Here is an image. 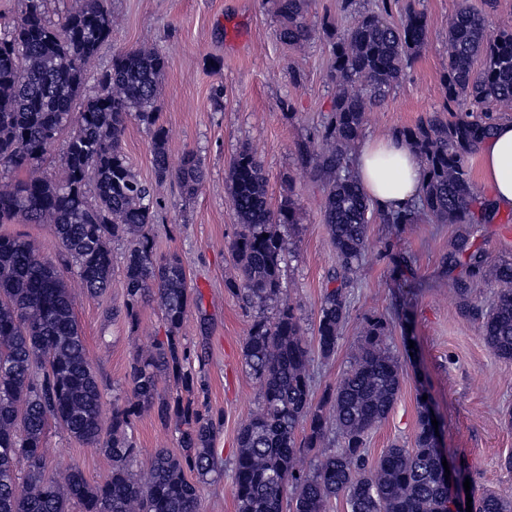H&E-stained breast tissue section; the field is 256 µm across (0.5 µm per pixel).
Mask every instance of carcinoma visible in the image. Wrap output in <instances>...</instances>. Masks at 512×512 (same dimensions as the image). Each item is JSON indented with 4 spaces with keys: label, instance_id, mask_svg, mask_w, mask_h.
I'll return each mask as SVG.
<instances>
[{
    "label": "carcinoma",
    "instance_id": "obj_1",
    "mask_svg": "<svg viewBox=\"0 0 512 512\" xmlns=\"http://www.w3.org/2000/svg\"><path fill=\"white\" fill-rule=\"evenodd\" d=\"M310 0H276L280 38L301 46L313 33L306 21ZM428 24L413 11L398 26L364 15L334 43L329 79L336 83L333 110L318 137L321 151L307 159L311 178L325 184L324 217L336 250V287L324 295L317 350L336 353L348 317L346 288L362 258L374 209L350 173V156L367 112L381 105L422 51ZM112 37L106 0H78L61 23L47 20L42 0H24L21 17L0 33V224H48L84 290L102 294L112 279L107 240L128 242L125 257L126 317L136 319L150 301L160 306L165 339L134 357L129 394L112 405L104 430L102 391L75 320L72 296L57 267L29 241L0 235V512H198L199 483L219 471L211 448L214 423L191 398H167V379L190 391V352L181 343L189 306L185 268L177 254L157 253L148 227L159 205L153 185L142 181L123 152L129 116L152 132L155 179L174 178L192 197L206 171L193 152L170 162L167 130L157 124L159 84L167 55L152 47L112 57L95 89L88 71ZM448 103L414 127L399 131L427 168L419 202L379 215L386 224H417L431 216L448 224H482L491 202L470 182L469 157L494 120L484 104L512 108V19L490 35L482 14L460 10L448 28ZM60 177L15 180L38 164L61 135ZM231 207L240 231L232 243L242 300L261 306L281 291L290 242L280 231L297 222L291 199L272 207L262 165L244 146L228 172ZM456 253L468 278L451 283L466 301L475 277L497 283L484 315L483 339L500 358L512 360V262L494 261L461 236ZM295 308L282 304L272 321H256L245 341L244 363L260 384L262 404L240 429L232 496L238 512H328L345 501L347 512H453L441 452L435 446L426 402H420L412 448L394 445L375 465L366 461L365 439L397 401L402 368L383 336L367 327L350 369L313 402L311 350ZM151 412L179 434L180 452L157 450L149 477L133 473L137 449L128 438L132 419ZM103 452L112 471L90 483L76 467L48 474L40 452L49 425ZM303 437H298L299 432ZM335 432L341 439L311 468L305 452ZM472 512H512V498L486 490Z\"/></svg>",
    "mask_w": 512,
    "mask_h": 512
}]
</instances>
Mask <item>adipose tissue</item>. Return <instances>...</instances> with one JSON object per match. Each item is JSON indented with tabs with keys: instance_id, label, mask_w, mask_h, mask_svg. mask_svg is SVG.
Instances as JSON below:
<instances>
[{
	"instance_id": "1",
	"label": "adipose tissue",
	"mask_w": 512,
	"mask_h": 512,
	"mask_svg": "<svg viewBox=\"0 0 512 512\" xmlns=\"http://www.w3.org/2000/svg\"><path fill=\"white\" fill-rule=\"evenodd\" d=\"M483 181L492 190L494 210H512V121L496 123L480 145ZM358 179L379 213L414 203L427 181L419 156L398 136L365 140L355 154Z\"/></svg>"
}]
</instances>
